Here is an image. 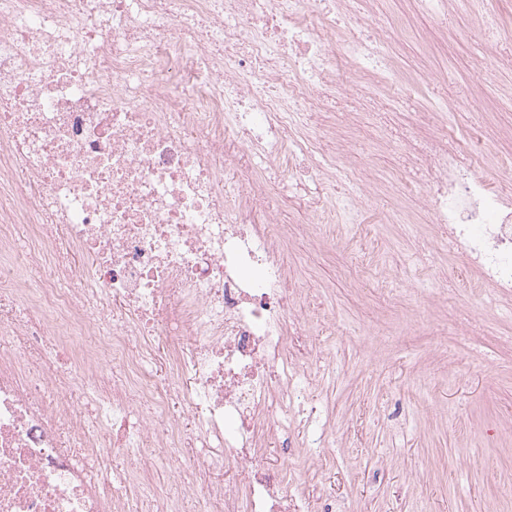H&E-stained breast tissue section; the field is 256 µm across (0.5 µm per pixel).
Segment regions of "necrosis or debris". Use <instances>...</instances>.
Listing matches in <instances>:
<instances>
[{
  "label": "necrosis or debris",
  "instance_id": "4bbe7bcc",
  "mask_svg": "<svg viewBox=\"0 0 512 512\" xmlns=\"http://www.w3.org/2000/svg\"><path fill=\"white\" fill-rule=\"evenodd\" d=\"M352 0H0V512H302L266 460L308 376L304 283L283 223L332 240L383 207L355 82L397 70L407 29ZM432 127L408 196L476 285L512 301V155ZM318 228H310V218ZM121 449L126 467L102 468ZM194 472L153 482L156 449ZM241 473L224 482L226 464Z\"/></svg>",
  "mask_w": 512,
  "mask_h": 512
}]
</instances>
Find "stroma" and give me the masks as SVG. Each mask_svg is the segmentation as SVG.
<instances>
[{"label": "stroma", "mask_w": 512, "mask_h": 512, "mask_svg": "<svg viewBox=\"0 0 512 512\" xmlns=\"http://www.w3.org/2000/svg\"><path fill=\"white\" fill-rule=\"evenodd\" d=\"M360 12L397 17L410 36L396 48L402 70L433 71L434 97L452 111L434 115L457 135L479 123L488 157L480 172L501 179L495 157L512 153V104L499 94L512 85V0H480L465 13L434 14L417 0H358ZM403 108L362 106L390 142L375 148L371 167L389 177L405 170L410 113L423 100L391 88ZM435 225L414 214L409 224H362L351 240L296 243L315 249L303 269L300 300L315 335L301 347L313 355L309 380L291 408L310 418V438L278 433L266 455L287 468L288 489L325 512H512V305L491 303L490 290L459 275L460 259L424 251ZM356 251L357 283L337 276L345 253Z\"/></svg>", "instance_id": "35a3bbf8"}]
</instances>
